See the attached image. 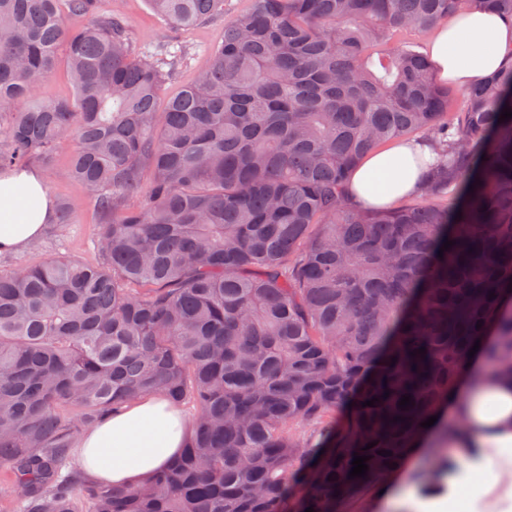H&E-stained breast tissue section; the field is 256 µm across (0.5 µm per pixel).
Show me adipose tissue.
Here are the masks:
<instances>
[{"mask_svg":"<svg viewBox=\"0 0 512 512\" xmlns=\"http://www.w3.org/2000/svg\"><path fill=\"white\" fill-rule=\"evenodd\" d=\"M427 51L440 80L467 88L512 63V25L494 13L463 11L432 32ZM434 158L420 139L376 148L353 170L348 198L364 209L395 206L419 194ZM54 219V201L38 167L0 172V254L38 239ZM496 352L494 336L482 335L478 351L432 405L435 423L421 429L383 481L370 485L362 512H378L395 500L408 461L425 453L449 421L456 428L448 439V486L433 498L412 489L407 506L412 512H512V372L488 367ZM187 427L166 398L145 396L82 436L80 463L95 480L138 485L180 452Z\"/></svg>","mask_w":512,"mask_h":512,"instance_id":"obj_1","label":"adipose tissue"}]
</instances>
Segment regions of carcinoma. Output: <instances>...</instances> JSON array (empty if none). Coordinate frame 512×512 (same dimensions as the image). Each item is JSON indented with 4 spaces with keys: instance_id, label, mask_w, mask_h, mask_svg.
I'll return each mask as SVG.
<instances>
[{
    "instance_id": "1",
    "label": "carcinoma",
    "mask_w": 512,
    "mask_h": 512,
    "mask_svg": "<svg viewBox=\"0 0 512 512\" xmlns=\"http://www.w3.org/2000/svg\"><path fill=\"white\" fill-rule=\"evenodd\" d=\"M147 3L176 29L224 15V0ZM464 6L512 21V0H252L161 106L181 57L150 61L121 13L0 0V171L52 161L68 136L65 176L112 217L96 265L0 270L12 512H336L399 459L471 337L494 326L512 361V325L490 316L512 299V136L493 189L474 181L492 132H512V67L458 105L402 39ZM61 50L74 96L39 99ZM414 134L437 153L422 202L349 203L351 170ZM461 183L475 215L448 195ZM148 393L193 409L170 468L126 487L69 467L77 434ZM348 401L356 420L340 437ZM356 454L364 477L349 476Z\"/></svg>"
}]
</instances>
